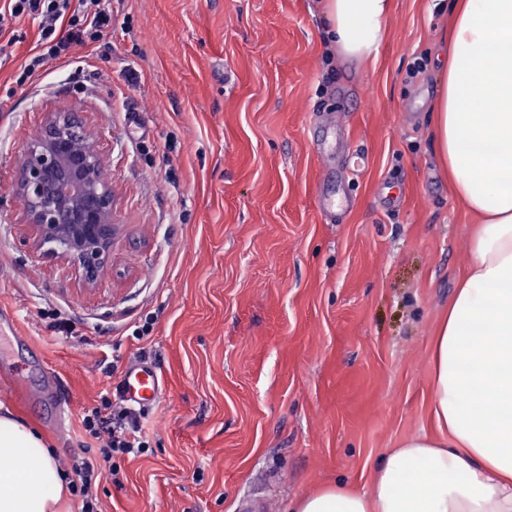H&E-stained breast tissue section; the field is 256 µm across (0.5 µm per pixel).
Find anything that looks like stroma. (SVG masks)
<instances>
[{
	"mask_svg": "<svg viewBox=\"0 0 512 512\" xmlns=\"http://www.w3.org/2000/svg\"><path fill=\"white\" fill-rule=\"evenodd\" d=\"M112 27L19 86L38 25L0 32V403L81 454L126 365L164 380L151 446L101 512H287L436 435L432 337L469 262L429 116L450 16L393 0L377 62L320 0H108ZM19 41H12V34ZM424 67H417V60ZM83 113L120 224L87 285L43 257L14 175L46 113ZM61 309L70 328H47ZM69 394L58 422L47 394Z\"/></svg>",
	"mask_w": 512,
	"mask_h": 512,
	"instance_id": "35a3bbf8",
	"label": "stroma"
}]
</instances>
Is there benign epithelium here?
<instances>
[{"mask_svg":"<svg viewBox=\"0 0 512 512\" xmlns=\"http://www.w3.org/2000/svg\"><path fill=\"white\" fill-rule=\"evenodd\" d=\"M94 135L80 112H51L29 142L14 180L21 220L36 247L66 263L85 284L97 282L119 234L112 187Z\"/></svg>","mask_w":512,"mask_h":512,"instance_id":"benign-epithelium-1","label":"benign epithelium"}]
</instances>
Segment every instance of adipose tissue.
I'll list each match as a JSON object with an SVG mask.
<instances>
[{"instance_id": "ef3b65f1", "label": "adipose tissue", "mask_w": 512, "mask_h": 512, "mask_svg": "<svg viewBox=\"0 0 512 512\" xmlns=\"http://www.w3.org/2000/svg\"><path fill=\"white\" fill-rule=\"evenodd\" d=\"M336 52L377 61L393 0H325ZM448 74L433 131L448 186L475 220L470 261L432 340L437 436L374 466L371 488L336 483L290 512H512V0H451ZM71 485L43 434L0 413V512H69Z\"/></svg>"}]
</instances>
